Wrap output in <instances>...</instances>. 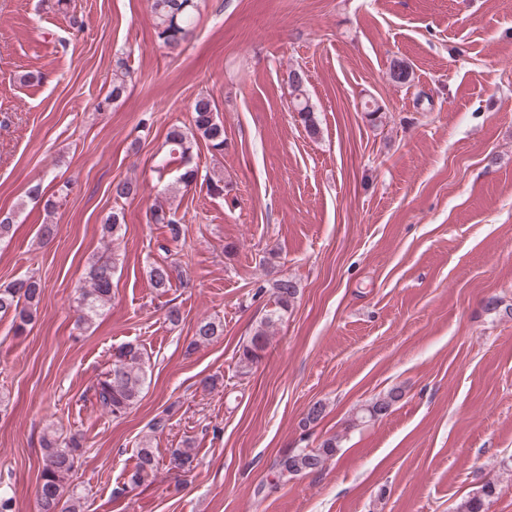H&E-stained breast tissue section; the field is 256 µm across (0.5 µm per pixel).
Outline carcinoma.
<instances>
[{
  "label": "carcinoma",
  "instance_id": "1",
  "mask_svg": "<svg viewBox=\"0 0 512 512\" xmlns=\"http://www.w3.org/2000/svg\"><path fill=\"white\" fill-rule=\"evenodd\" d=\"M196 0H152L151 11L157 39L171 49L179 47L189 36L196 22ZM286 82L293 95V110L298 112L307 131L314 135L317 128L312 117L313 110L306 94L303 71L291 69ZM215 105L209 96H199L192 104L191 130L186 132L179 126H172L166 134V143L171 145L169 154L163 156L158 171L165 170L171 163L180 161L184 172L181 182L188 186L198 177V169L189 166L193 146L197 140L205 141L215 153L224 152V124L214 113ZM139 193V185L131 180H119L112 184V196L115 199H127ZM120 212L112 213L105 224L101 225L102 237L116 240L120 237ZM150 221L163 224L167 228V240L177 242L183 229L177 212L155 209ZM115 262L110 256H100L92 262L85 282L77 285L78 321L91 324L110 302L112 297V274ZM152 288L165 292L171 286L173 278L180 276L179 265L162 260L153 263L148 270ZM44 284L35 277H27L0 285V319L11 320L14 334L24 335L33 320L43 294ZM297 283L290 279H279L273 288L274 309L261 321L253 335L242 345L240 364L249 369L259 363L270 344V329L288 311L297 299ZM224 334L223 324L215 320L203 319L197 322L189 348L207 346ZM146 380V371L141 349L127 343L112 353V366L105 373L95 389V396L102 408L114 418H120L140 400ZM402 397V389L393 387L383 396L361 407L357 418L375 420L385 415ZM83 448V438L73 433L64 438L53 430L47 431L42 438V458L39 467V485L37 490V512H79L81 497L75 491L67 490V480L75 470ZM338 451L334 437L323 440L315 448H295L284 453L276 463L277 476L288 480L298 475H308L321 471L327 461ZM196 454L194 449L173 448L169 454V464L178 470L189 472L193 469ZM157 468V456L151 440L142 441L137 451V461L129 475V484L140 486L153 476ZM495 493V484L483 483L479 490L468 495L457 506L456 512H486V501Z\"/></svg>",
  "mask_w": 512,
  "mask_h": 512
}]
</instances>
